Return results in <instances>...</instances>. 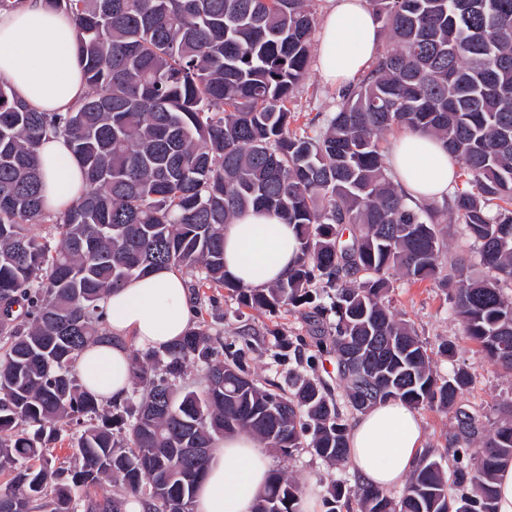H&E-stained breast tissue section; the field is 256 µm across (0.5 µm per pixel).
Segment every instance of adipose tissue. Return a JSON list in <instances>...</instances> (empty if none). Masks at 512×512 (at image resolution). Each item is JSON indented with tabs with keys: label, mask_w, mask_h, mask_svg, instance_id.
Wrapping results in <instances>:
<instances>
[{
	"label": "adipose tissue",
	"mask_w": 512,
	"mask_h": 512,
	"mask_svg": "<svg viewBox=\"0 0 512 512\" xmlns=\"http://www.w3.org/2000/svg\"><path fill=\"white\" fill-rule=\"evenodd\" d=\"M330 3L318 36V68L324 82L346 84L377 55L380 26L366 0ZM76 42L77 28L69 13L47 0H15L0 9V77L37 111H73L88 93ZM37 152L45 208L63 211L83 190L81 170L64 137H43ZM390 166L402 193L420 204L445 197L459 168L437 138L418 131L394 141ZM298 254L292 225L274 213L251 209L224 228V268L242 286L269 287L287 273ZM105 310L118 342L91 344L77 367L98 399L118 402L130 389L127 340L159 350L183 336L192 324L190 288L182 276L162 268L112 290ZM348 439L350 470L363 484L385 491L403 486L425 442L418 415L397 399L356 417ZM270 468V457L255 437L241 433L217 441L195 493L194 512H251Z\"/></svg>",
	"instance_id": "ef3b65f1"
}]
</instances>
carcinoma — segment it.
<instances>
[{
	"label": "carcinoma",
	"mask_w": 512,
	"mask_h": 512,
	"mask_svg": "<svg viewBox=\"0 0 512 512\" xmlns=\"http://www.w3.org/2000/svg\"><path fill=\"white\" fill-rule=\"evenodd\" d=\"M393 47L339 92L326 129L297 133L288 108L304 78L315 25L309 0H49L76 21L90 92L66 113L39 112L0 79V512H192L214 441L241 432L281 453L347 456V424L324 385L258 384L242 349L204 323L162 351L132 356L130 397L105 410L77 359L112 340L100 303L158 266L225 288L274 316L313 305L318 352H336L349 406L388 399L455 411L471 386L458 367L430 369L433 350L385 302L392 270L450 286L462 335L512 370V0H372ZM432 133L462 165L443 204L410 206L385 165L387 133ZM66 137L85 189L48 213L37 147ZM293 225L300 253L269 288L224 271V225L249 208ZM475 245L441 277V224ZM348 238H343V235ZM334 321L324 326L323 316ZM202 365L208 385L184 383ZM52 424L45 430L46 424ZM82 427L71 472L48 442ZM512 463V409L477 448H458L445 475L425 453L401 495L341 482L327 512H495L497 472ZM122 495L80 496L105 480ZM299 484L269 476L252 512H300Z\"/></svg>",
	"instance_id": "cac0c4a2"
}]
</instances>
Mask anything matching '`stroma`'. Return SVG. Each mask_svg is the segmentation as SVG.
Listing matches in <instances>:
<instances>
[{"instance_id":"stroma-1","label":"stroma","mask_w":512,"mask_h":512,"mask_svg":"<svg viewBox=\"0 0 512 512\" xmlns=\"http://www.w3.org/2000/svg\"><path fill=\"white\" fill-rule=\"evenodd\" d=\"M338 89L323 82L317 63H310L306 77L295 89L290 108L296 113L295 128L320 129L326 119L337 110ZM391 287L387 301L393 313L413 326L435 352L431 367L437 375L445 376L459 365L469 367L473 382L464 396L463 405L485 413L488 420L499 417L497 407L512 401V371L503 369L488 358L480 347L465 339L461 327L448 305V292L433 281H414L401 272H391ZM196 322L204 323L211 336L224 342L235 343L245 351L243 365L249 375L261 383L268 381L284 386L290 370L321 380L337 401L346 420L356 413L347 403L345 387L340 380L335 354H317L315 337L309 331L307 307L291 308L270 316L247 308H238L225 289H200L193 295ZM292 338L300 343L297 356L277 360L278 338ZM453 342L455 354H438L443 342ZM417 414L425 433V448L444 454L449 444L466 440L470 447H478L482 434L462 438L458 422L451 412H438L427 408ZM272 470L293 477L299 485H313L316 496H323L331 481H341L355 487L358 478L348 466L327 465L311 449L300 448L292 454L271 452Z\"/></svg>"}]
</instances>
